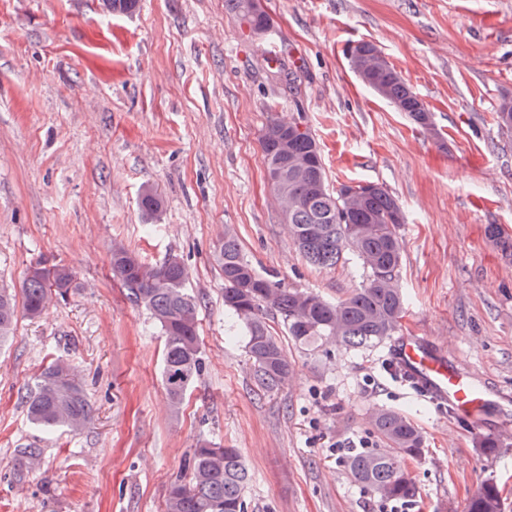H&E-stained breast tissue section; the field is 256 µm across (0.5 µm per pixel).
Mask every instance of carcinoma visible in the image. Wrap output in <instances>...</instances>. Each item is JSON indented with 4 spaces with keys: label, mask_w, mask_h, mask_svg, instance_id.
Masks as SVG:
<instances>
[{
    "label": "carcinoma",
    "mask_w": 512,
    "mask_h": 512,
    "mask_svg": "<svg viewBox=\"0 0 512 512\" xmlns=\"http://www.w3.org/2000/svg\"><path fill=\"white\" fill-rule=\"evenodd\" d=\"M374 46L361 42L350 59L362 65L363 83L381 85L385 100L415 125L437 134L431 114L417 108L419 98L387 60L372 55ZM500 132L512 135V97L499 100L495 112ZM293 123L275 118L266 126L261 148L269 173H280L279 206H288L293 243L314 268L335 267L352 253L363 270L360 287L330 302L260 274L244 257L236 233H224L217 261L224 275V307L243 325L245 348L256 380L267 392L280 388L290 374L283 349L271 331L269 318L279 320L295 344L314 348L337 340L347 348L374 347L398 333L405 312V296L398 279L402 249L398 230L405 223L397 199L381 184L371 194L349 195V186L329 189L320 148L307 130L294 136L288 157L276 148L275 136ZM162 207L160 195L144 187L140 208L148 215ZM113 278L127 291L132 304L147 311L164 335L161 379L174 410L181 409L187 392L202 369V342L198 332V302L185 291L188 270L176 256L147 265L124 244L112 245ZM75 274L63 265L36 263L27 274L21 294L0 286V345L14 334L18 311L35 318L52 299L65 300L74 288ZM29 419L45 428L77 431L89 419L92 407L71 366L56 359L41 372L36 391L25 397ZM381 448L350 449L346 465L366 492L386 501L413 502L419 489L410 464L424 454L421 429L405 413L377 409L369 417ZM251 482L249 468L234 448H220L201 439L193 448L189 472L168 489L165 512H246L245 494ZM465 512H501L498 485L481 483L469 497Z\"/></svg>",
    "instance_id": "cac0c4a2"
}]
</instances>
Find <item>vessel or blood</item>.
<instances>
[{
  "mask_svg": "<svg viewBox=\"0 0 512 512\" xmlns=\"http://www.w3.org/2000/svg\"><path fill=\"white\" fill-rule=\"evenodd\" d=\"M396 359L408 376L422 383L435 396L448 401L456 409L475 411L487 401V394L483 389L462 375L452 361L430 351L420 337H402Z\"/></svg>",
  "mask_w": 512,
  "mask_h": 512,
  "instance_id": "1",
  "label": "vessel or blood"
}]
</instances>
